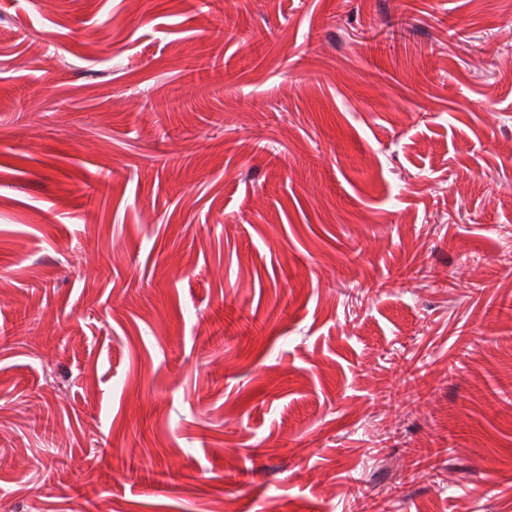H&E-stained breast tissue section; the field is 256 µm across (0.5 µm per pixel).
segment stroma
I'll list each match as a JSON object with an SVG mask.
<instances>
[{"label":"stroma","mask_w":512,"mask_h":512,"mask_svg":"<svg viewBox=\"0 0 512 512\" xmlns=\"http://www.w3.org/2000/svg\"><path fill=\"white\" fill-rule=\"evenodd\" d=\"M0 282V512H512V0H0Z\"/></svg>","instance_id":"stroma-1"}]
</instances>
